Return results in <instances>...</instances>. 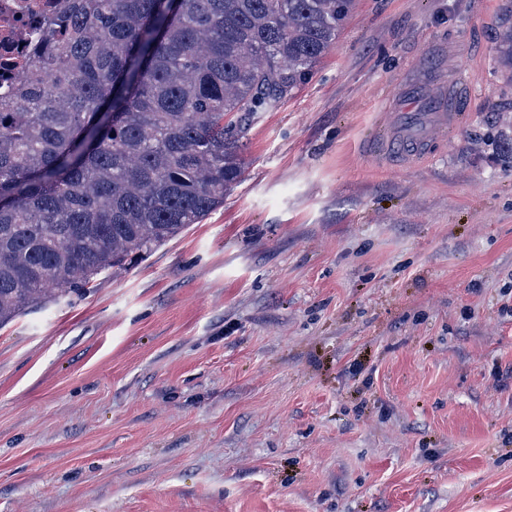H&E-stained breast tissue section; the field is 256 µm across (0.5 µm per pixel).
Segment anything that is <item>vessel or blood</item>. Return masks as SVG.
<instances>
[{
    "label": "vessel or blood",
    "mask_w": 512,
    "mask_h": 512,
    "mask_svg": "<svg viewBox=\"0 0 512 512\" xmlns=\"http://www.w3.org/2000/svg\"><path fill=\"white\" fill-rule=\"evenodd\" d=\"M470 86L466 76H457L449 88L436 87L432 112H403L395 127H379L374 150L390 158L397 167L419 164L428 159L435 141L447 135L460 121Z\"/></svg>",
    "instance_id": "obj_1"
}]
</instances>
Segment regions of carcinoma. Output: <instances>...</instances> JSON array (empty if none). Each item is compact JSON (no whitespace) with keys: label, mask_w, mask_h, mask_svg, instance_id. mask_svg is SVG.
<instances>
[{"label":"carcinoma","mask_w":512,"mask_h":512,"mask_svg":"<svg viewBox=\"0 0 512 512\" xmlns=\"http://www.w3.org/2000/svg\"><path fill=\"white\" fill-rule=\"evenodd\" d=\"M352 0H61L0 87V326L224 205ZM512 78V26L500 33Z\"/></svg>","instance_id":"1"}]
</instances>
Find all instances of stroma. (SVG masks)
Listing matches in <instances>:
<instances>
[{"label": "stroma", "instance_id": "35a3bbf8", "mask_svg": "<svg viewBox=\"0 0 512 512\" xmlns=\"http://www.w3.org/2000/svg\"><path fill=\"white\" fill-rule=\"evenodd\" d=\"M512 0H354L201 223L0 327V512H512ZM459 125L369 141L399 86ZM448 93L457 102L448 109ZM470 93L469 81L459 74L448 91L443 87L432 89L436 112H399L396 127L381 126L376 131L374 150L378 156L388 157L396 167L419 164L429 158L435 141L447 135L461 119Z\"/></svg>", "mask_w": 512, "mask_h": 512}]
</instances>
